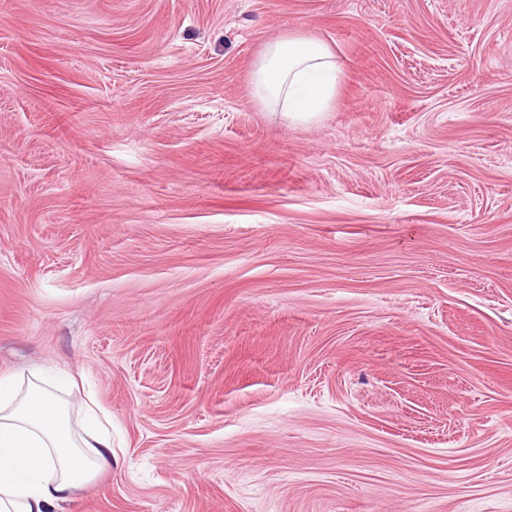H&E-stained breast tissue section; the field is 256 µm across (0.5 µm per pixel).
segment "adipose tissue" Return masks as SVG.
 <instances>
[{
    "label": "adipose tissue",
    "mask_w": 512,
    "mask_h": 512,
    "mask_svg": "<svg viewBox=\"0 0 512 512\" xmlns=\"http://www.w3.org/2000/svg\"><path fill=\"white\" fill-rule=\"evenodd\" d=\"M339 76L322 40L285 34L266 43L252 74L254 97L268 111L311 120L336 97ZM112 467L104 424L78 434L68 404L38 370L27 385L0 372V512H58L77 489Z\"/></svg>",
    "instance_id": "obj_1"
}]
</instances>
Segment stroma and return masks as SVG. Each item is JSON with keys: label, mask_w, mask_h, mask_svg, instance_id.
Instances as JSON below:
<instances>
[{"label": "stroma", "mask_w": 512, "mask_h": 512, "mask_svg": "<svg viewBox=\"0 0 512 512\" xmlns=\"http://www.w3.org/2000/svg\"><path fill=\"white\" fill-rule=\"evenodd\" d=\"M62 363L64 512H512V0H0V371ZM322 40L285 34L266 43L252 74L254 97L288 120H312L336 97L339 76Z\"/></svg>", "instance_id": "stroma-1"}]
</instances>
